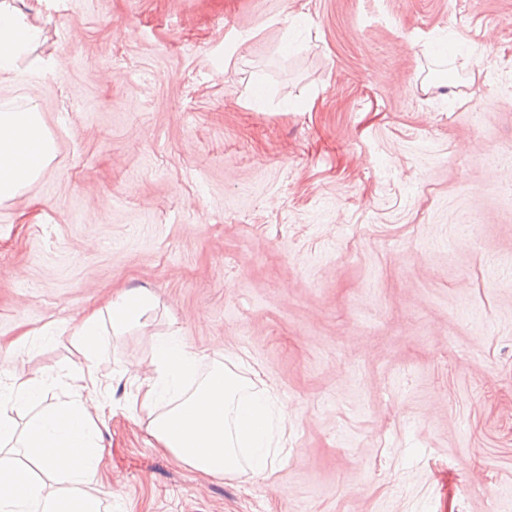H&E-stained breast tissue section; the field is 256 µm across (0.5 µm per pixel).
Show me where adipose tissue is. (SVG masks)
<instances>
[{"mask_svg": "<svg viewBox=\"0 0 512 512\" xmlns=\"http://www.w3.org/2000/svg\"><path fill=\"white\" fill-rule=\"evenodd\" d=\"M41 36L38 25L0 0V81ZM54 154L37 107L0 108V202L37 179ZM158 306L149 289L132 288L83 317L72 328L83 359L63 373L17 382L11 354L0 355V512H101L112 498L100 473L107 391L96 358L105 331L125 335ZM152 364L131 408L146 415L153 447L210 477L259 478L275 468L288 443V415L248 361L230 351L206 361L176 331L157 339ZM57 386L66 399L46 403ZM46 476L66 493H45Z\"/></svg>", "mask_w": 512, "mask_h": 512, "instance_id": "obj_1", "label": "adipose tissue"}]
</instances>
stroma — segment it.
Wrapping results in <instances>:
<instances>
[{
  "label": "stroma",
  "mask_w": 512,
  "mask_h": 512,
  "mask_svg": "<svg viewBox=\"0 0 512 512\" xmlns=\"http://www.w3.org/2000/svg\"><path fill=\"white\" fill-rule=\"evenodd\" d=\"M42 38L0 107L58 152L0 203L19 379L122 290L105 336L112 512H512V0H7ZM181 331L288 406L266 476L151 447L130 400Z\"/></svg>",
  "instance_id": "obj_1"
}]
</instances>
